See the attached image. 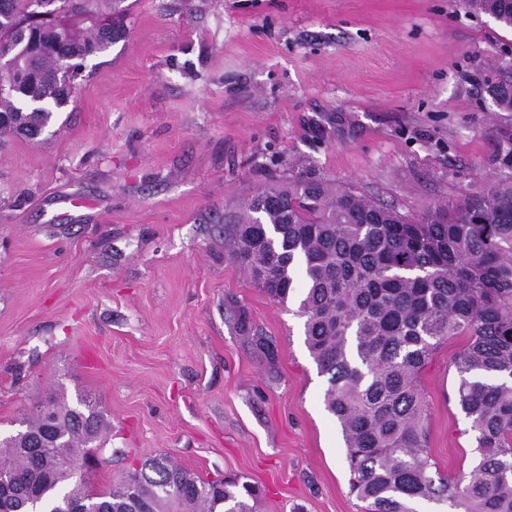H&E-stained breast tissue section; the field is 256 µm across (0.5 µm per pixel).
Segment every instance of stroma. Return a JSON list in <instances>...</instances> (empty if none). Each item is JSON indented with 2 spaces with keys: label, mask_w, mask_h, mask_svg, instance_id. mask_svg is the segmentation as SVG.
<instances>
[{
  "label": "stroma",
  "mask_w": 512,
  "mask_h": 512,
  "mask_svg": "<svg viewBox=\"0 0 512 512\" xmlns=\"http://www.w3.org/2000/svg\"><path fill=\"white\" fill-rule=\"evenodd\" d=\"M117 7L124 37L52 125L0 143V434L60 385L109 424L93 489L164 457L244 476L256 512H367L296 303L232 266L224 229L292 165L410 215L512 178L493 137L512 112L487 93L512 82V31L456 0ZM465 342L419 378L431 468L451 479L475 464Z\"/></svg>",
  "instance_id": "stroma-1"
}]
</instances>
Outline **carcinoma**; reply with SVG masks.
Listing matches in <instances>:
<instances>
[{
	"label": "carcinoma",
	"instance_id": "cac0c4a2",
	"mask_svg": "<svg viewBox=\"0 0 512 512\" xmlns=\"http://www.w3.org/2000/svg\"><path fill=\"white\" fill-rule=\"evenodd\" d=\"M38 0H0V136H40L69 101L80 71L68 65L106 51L124 33L100 18L102 0H57L72 21L37 17ZM468 12L512 29V0H459ZM89 27H83V24ZM512 112V83L491 87ZM512 169V128L498 134ZM226 255L279 305L298 302L305 344L327 376L325 408L346 445L350 492L370 512H413L418 500L458 512H512V180L450 198L416 215L348 185L301 171L247 200ZM455 336L456 400L471 422L476 464L467 476L432 473L419 376ZM0 439V512H254L256 488L238 475L204 480L164 460L92 492L80 471L108 425L64 389L37 403Z\"/></svg>",
	"mask_w": 512,
	"mask_h": 512
}]
</instances>
